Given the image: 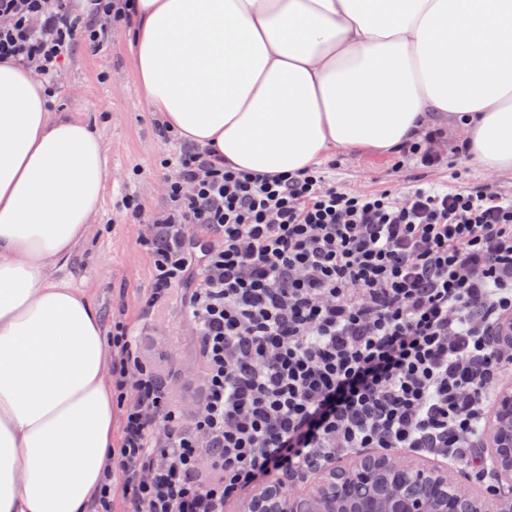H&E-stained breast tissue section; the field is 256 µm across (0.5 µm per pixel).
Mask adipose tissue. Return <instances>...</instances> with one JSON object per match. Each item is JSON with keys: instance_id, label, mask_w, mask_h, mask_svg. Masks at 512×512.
<instances>
[{"instance_id": "obj_1", "label": "adipose tissue", "mask_w": 512, "mask_h": 512, "mask_svg": "<svg viewBox=\"0 0 512 512\" xmlns=\"http://www.w3.org/2000/svg\"><path fill=\"white\" fill-rule=\"evenodd\" d=\"M141 96L227 166L291 174L398 151L450 112L512 168V0H135ZM108 172L80 117L0 63V512H84L112 444L101 317L55 276Z\"/></svg>"}]
</instances>
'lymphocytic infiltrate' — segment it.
<instances>
[{"mask_svg":"<svg viewBox=\"0 0 512 512\" xmlns=\"http://www.w3.org/2000/svg\"><path fill=\"white\" fill-rule=\"evenodd\" d=\"M0 0V61L56 90L75 46L129 26V0ZM431 128L395 167L449 156ZM168 207L143 223L150 317L181 295L201 365L184 405L136 350L107 338L120 436L91 512H224L272 476L338 453L422 452L480 469L492 402L512 376V193L478 184L357 192L321 168L267 175L183 145L160 162Z\"/></svg>","mask_w":512,"mask_h":512,"instance_id":"f902f5d3","label":"lymphocytic infiltrate"}]
</instances>
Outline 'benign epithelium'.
Listing matches in <instances>:
<instances>
[{"label":"benign epithelium","mask_w":512,"mask_h":512,"mask_svg":"<svg viewBox=\"0 0 512 512\" xmlns=\"http://www.w3.org/2000/svg\"><path fill=\"white\" fill-rule=\"evenodd\" d=\"M488 458L498 478L492 497L477 495L447 469L398 453L354 457L316 471L317 486L290 491L271 481L241 512H512V385L497 393Z\"/></svg>","instance_id":"1"}]
</instances>
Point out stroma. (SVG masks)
I'll list each match as a JSON object with an SVG mask.
<instances>
[{
  "mask_svg": "<svg viewBox=\"0 0 512 512\" xmlns=\"http://www.w3.org/2000/svg\"><path fill=\"white\" fill-rule=\"evenodd\" d=\"M50 109L81 116L100 136L108 157L98 213L56 277L87 292L104 329H111L113 317L120 314L135 324L144 358L184 400L198 399L199 389L190 377L198 360L196 345L179 297H172L158 316L140 315V299L152 286L153 259L140 243L144 226L125 219L122 201L133 196L150 212L165 209L159 161L168 148L156 136L157 115L148 111L139 92L125 29L113 30L111 42L98 53L80 46L73 50ZM322 168L330 180L355 190L402 188L419 176L451 188L483 183L512 193L511 168L489 171L469 159L421 172L409 165L395 168L385 154L340 150Z\"/></svg>",
  "mask_w": 512,
  "mask_h": 512,
  "instance_id": "1",
  "label": "stroma"
}]
</instances>
